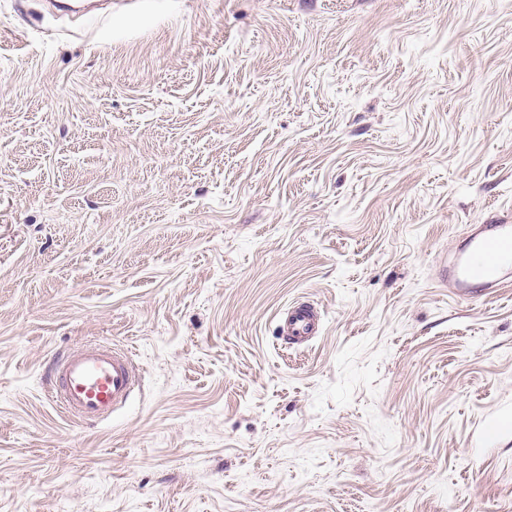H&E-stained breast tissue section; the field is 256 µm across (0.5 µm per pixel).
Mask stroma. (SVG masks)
Segmentation results:
<instances>
[{
    "mask_svg": "<svg viewBox=\"0 0 512 512\" xmlns=\"http://www.w3.org/2000/svg\"><path fill=\"white\" fill-rule=\"evenodd\" d=\"M510 215L512 0H0V512H512V288L435 276ZM279 335L290 345H306L323 331V320L320 313L307 302L288 304L278 316ZM141 386L142 375L129 349L95 342L57 356L45 392L69 418L97 423L126 406Z\"/></svg>",
    "mask_w": 512,
    "mask_h": 512,
    "instance_id": "35a3bbf8",
    "label": "stroma"
}]
</instances>
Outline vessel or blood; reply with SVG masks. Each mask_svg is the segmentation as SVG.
Listing matches in <instances>:
<instances>
[{
    "label": "vessel or blood",
    "instance_id": "vessel-or-blood-1",
    "mask_svg": "<svg viewBox=\"0 0 512 512\" xmlns=\"http://www.w3.org/2000/svg\"><path fill=\"white\" fill-rule=\"evenodd\" d=\"M437 280L454 295L473 289L512 286V221L474 225L464 246L442 258ZM280 336L301 346L323 331L320 313L307 302L288 304L278 316ZM142 386L133 353L106 343L81 345L56 357L45 381L49 400L66 416L83 423L109 419Z\"/></svg>",
    "mask_w": 512,
    "mask_h": 512
}]
</instances>
